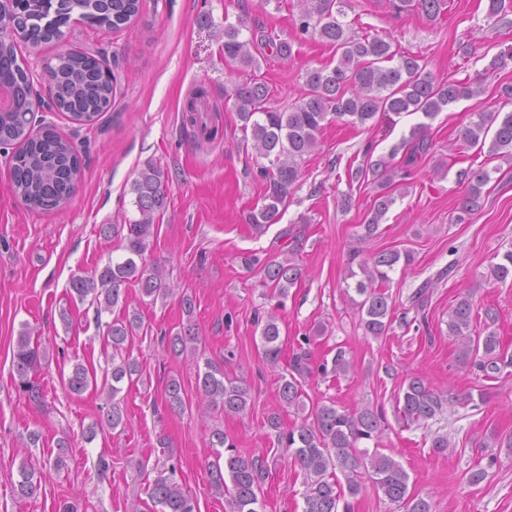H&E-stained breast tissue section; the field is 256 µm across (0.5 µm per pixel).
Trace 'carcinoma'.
I'll use <instances>...</instances> for the list:
<instances>
[{
	"label": "carcinoma",
	"instance_id": "1",
	"mask_svg": "<svg viewBox=\"0 0 512 512\" xmlns=\"http://www.w3.org/2000/svg\"><path fill=\"white\" fill-rule=\"evenodd\" d=\"M347 0H302L295 25L303 36L329 44L339 53L336 65H320L305 69L306 91L294 106L281 110L271 105L269 87L249 76L232 82L224 91L225 99L241 123V130L250 134L257 155L268 161L259 167L258 176L264 186L262 205L248 214V223L259 231L277 223L280 209L286 207L303 177L306 158L318 147V135L324 125L343 122L364 125L377 115L406 112L421 113L434 118L451 104L480 93L479 86L449 81L437 82L424 72L418 57L405 53L379 36L355 35L341 21ZM395 12L418 10L428 19L439 16L446 0H388ZM84 21L104 31H117L131 22L140 12V0H84ZM74 0H0V10L16 19L19 38L0 41V95L8 107L0 109V145L18 146L9 159L10 173L16 196L32 210L50 211L72 197L81 177V162L73 142L55 129L34 130L35 102L33 78L18 60L19 43L35 51L41 45L63 36L72 12ZM512 12V0H489L488 16L505 19ZM243 21L224 22L221 32L224 63L247 72L256 63L252 53L253 40L243 35ZM49 96L59 112H67L72 120L91 122L112 105L114 78L109 68L80 48H71L55 55L45 66ZM208 92L197 88L185 111L193 125H206L202 105ZM463 141L476 147L490 143V152L512 157V112H474L462 133ZM403 164L390 166L384 158L356 168L355 179L372 177L377 183L371 217L364 225L365 236L378 230L394 197L390 186L398 181L406 184L410 166L430 149L429 142L412 134ZM457 182L463 189L457 220L477 212L482 206L483 188L490 173L482 168H462ZM133 205L139 218L126 224H103L100 234L119 238L123 254L108 259L101 268L76 275L69 281V294L81 302L95 305L96 324L102 329L105 345L112 348L106 358L111 365L110 390L114 401L102 418L92 424L89 434L107 426L113 430L125 426L124 413L115 397L122 392L121 384L133 382L140 374L138 363L127 355V343L141 328L140 317L133 314L102 321V313L111 312L126 300L127 286L135 285L149 298H164L170 294L162 268L150 263L146 253L155 234L154 221L167 203V179L160 167L149 163L141 168L130 185ZM408 266L412 254L398 250H382L358 263L359 271H350L354 287L344 292L359 309L365 334L379 337L387 334L392 322L389 295L377 282L389 281V272L398 263ZM247 263L261 265L262 286L283 305L288 290L298 281V268L292 260L260 262L251 257ZM490 276L499 282L512 279V250L503 254L502 262L491 267ZM473 303L464 296L448 313V335L459 346L460 360L469 370L493 378L512 365V355L493 330L474 329ZM260 338L265 359L271 368L280 367L282 341L277 316L265 320ZM199 336L193 327L171 339L179 354L196 356ZM44 352L32 342V330L25 327L13 348L14 386L20 396L34 406L45 403V394L36 375L41 368ZM205 371L197 375V391L201 398L225 414L241 415L248 410L249 388L243 379H231L224 369L207 360ZM311 373L309 351L302 348L288 362V374L280 375L279 403L303 415L302 422L288 431L281 430L279 417L269 418V426L278 431V443L291 455L303 472V512H352L346 497H356L370 481L391 505L404 506L406 512H430L429 503L409 490V475L391 455L360 447L368 441L378 445L385 431L382 416L370 408L341 410L336 404L307 408L299 378ZM97 383L96 374L77 363L64 379L65 387L80 394ZM186 390L172 379L165 388V401L174 411L185 409ZM450 403L448 395L433 388L424 378L413 376L398 398V413L410 423L426 422L443 414ZM212 446L225 449L227 455L215 451L211 464V487L215 493L229 497L231 512H259V494L264 480L263 466L258 461L236 453L234 443L221 431L213 433ZM345 477L341 487L336 472ZM154 477L147 482V494L157 507L156 512H197L199 505L176 478L174 468L156 467ZM20 480L14 486L23 497L33 496L39 486L36 470L23 465Z\"/></svg>",
	"mask_w": 512,
	"mask_h": 512
}]
</instances>
